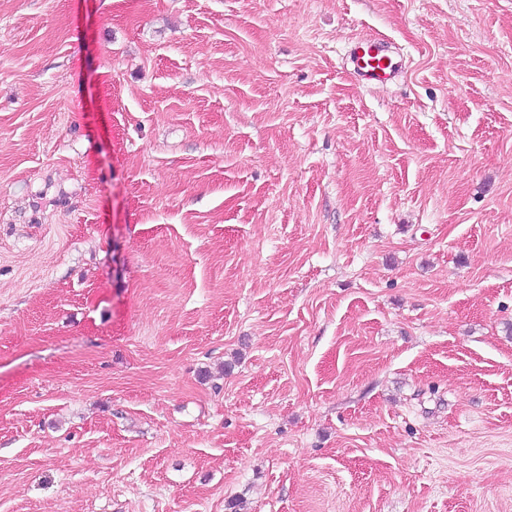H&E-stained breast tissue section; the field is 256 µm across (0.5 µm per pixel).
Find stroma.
I'll use <instances>...</instances> for the list:
<instances>
[{
  "label": "stroma",
  "instance_id": "stroma-1",
  "mask_svg": "<svg viewBox=\"0 0 512 512\" xmlns=\"http://www.w3.org/2000/svg\"><path fill=\"white\" fill-rule=\"evenodd\" d=\"M235 498L512 512V0H0V512ZM349 59L354 75L366 84L386 85L398 76L399 63L395 60L390 45L384 40H353Z\"/></svg>",
  "mask_w": 512,
  "mask_h": 512
}]
</instances>
